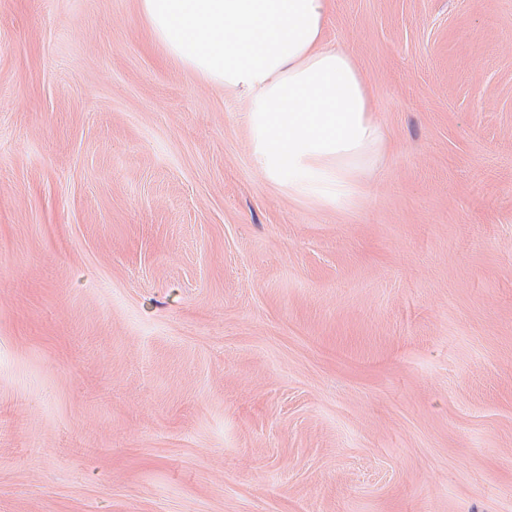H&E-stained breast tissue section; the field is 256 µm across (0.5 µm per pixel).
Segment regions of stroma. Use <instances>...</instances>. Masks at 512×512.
<instances>
[{"mask_svg":"<svg viewBox=\"0 0 512 512\" xmlns=\"http://www.w3.org/2000/svg\"><path fill=\"white\" fill-rule=\"evenodd\" d=\"M336 210L137 0H0V512H512V0H332Z\"/></svg>","mask_w":512,"mask_h":512,"instance_id":"35a3bbf8","label":"stroma"}]
</instances>
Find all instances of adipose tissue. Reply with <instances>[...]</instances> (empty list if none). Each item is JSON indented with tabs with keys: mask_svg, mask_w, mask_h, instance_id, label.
I'll use <instances>...</instances> for the list:
<instances>
[{
	"mask_svg": "<svg viewBox=\"0 0 512 512\" xmlns=\"http://www.w3.org/2000/svg\"><path fill=\"white\" fill-rule=\"evenodd\" d=\"M330 0H138L165 54L245 97L252 162L290 195L345 208L384 140L353 56L325 34Z\"/></svg>",
	"mask_w": 512,
	"mask_h": 512,
	"instance_id": "obj_1",
	"label": "adipose tissue"
}]
</instances>
